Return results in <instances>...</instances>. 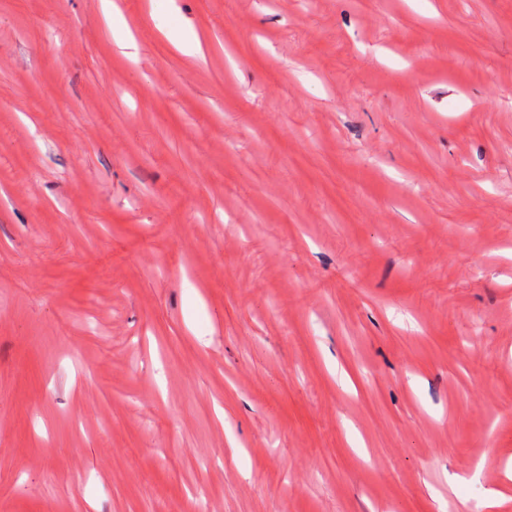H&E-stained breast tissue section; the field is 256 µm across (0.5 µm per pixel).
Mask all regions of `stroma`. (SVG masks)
I'll return each mask as SVG.
<instances>
[{
  "instance_id": "35a3bbf8",
  "label": "stroma",
  "mask_w": 512,
  "mask_h": 512,
  "mask_svg": "<svg viewBox=\"0 0 512 512\" xmlns=\"http://www.w3.org/2000/svg\"><path fill=\"white\" fill-rule=\"evenodd\" d=\"M113 3L0 0V512H512V0Z\"/></svg>"
}]
</instances>
